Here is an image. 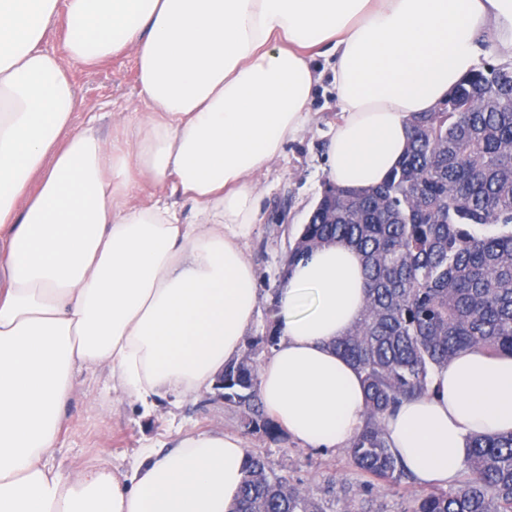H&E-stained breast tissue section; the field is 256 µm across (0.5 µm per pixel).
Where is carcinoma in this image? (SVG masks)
Instances as JSON below:
<instances>
[{
  "label": "carcinoma",
  "mask_w": 512,
  "mask_h": 512,
  "mask_svg": "<svg viewBox=\"0 0 512 512\" xmlns=\"http://www.w3.org/2000/svg\"><path fill=\"white\" fill-rule=\"evenodd\" d=\"M443 111L412 118L399 166L377 186L324 190L287 267L343 241L360 255L367 304L335 347L362 375L363 425L347 448L362 474L411 485L384 419L426 396L459 351L512 355V87L494 68L457 83ZM224 400H258L255 369L224 366ZM448 488L415 495L411 512H512V433L470 437ZM238 512H327L288 475L247 454Z\"/></svg>",
  "instance_id": "carcinoma-1"
}]
</instances>
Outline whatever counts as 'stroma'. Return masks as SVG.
Segmentation results:
<instances>
[{
  "mask_svg": "<svg viewBox=\"0 0 512 512\" xmlns=\"http://www.w3.org/2000/svg\"><path fill=\"white\" fill-rule=\"evenodd\" d=\"M67 73L84 104L95 107L101 136L113 134V105L140 106L136 64L128 55L93 65H68ZM310 125L288 140L258 179L260 211L251 233L241 246L255 273L259 303L242 339L241 354L261 365L269 356L260 338L274 324L275 296L283 280L288 250L317 204L326 182L323 172L326 132L338 118L329 80H322L311 106ZM250 413L204 393L193 399L165 394L144 410L135 398L113 390L107 368L78 374L66 407V422L55 460L76 472L85 460L97 457L113 474H127L137 452L169 447L185 434L223 431L240 437L246 452L264 458L268 468L290 475L311 498L325 496L329 479L350 485L357 498H370L381 512H407L410 489L359 474L343 449L312 448L288 437L277 424L267 430L249 425Z\"/></svg>",
  "mask_w": 512,
  "mask_h": 512,
  "instance_id": "obj_1",
  "label": "stroma"
}]
</instances>
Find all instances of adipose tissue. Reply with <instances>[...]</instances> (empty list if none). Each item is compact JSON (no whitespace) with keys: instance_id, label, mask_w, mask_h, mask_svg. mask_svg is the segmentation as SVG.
<instances>
[{"instance_id":"obj_1","label":"adipose tissue","mask_w":512,"mask_h":512,"mask_svg":"<svg viewBox=\"0 0 512 512\" xmlns=\"http://www.w3.org/2000/svg\"><path fill=\"white\" fill-rule=\"evenodd\" d=\"M64 16L63 53L45 33ZM512 60V0H0V512H236L240 438L190 433L117 478L101 459L54 460L77 374L107 367L143 408L213 389L257 305L240 247L256 174L310 120L331 57L339 118L324 171L380 184L411 118L476 69L479 39ZM133 56L143 109L118 106L106 139L64 67ZM181 193L183 215L161 195ZM367 302L358 253L300 260L276 296L281 338L258 384L271 419L312 448L348 447L362 377L333 347ZM431 395L386 418L425 484L458 474L471 436L512 432V355L467 349Z\"/></svg>"}]
</instances>
